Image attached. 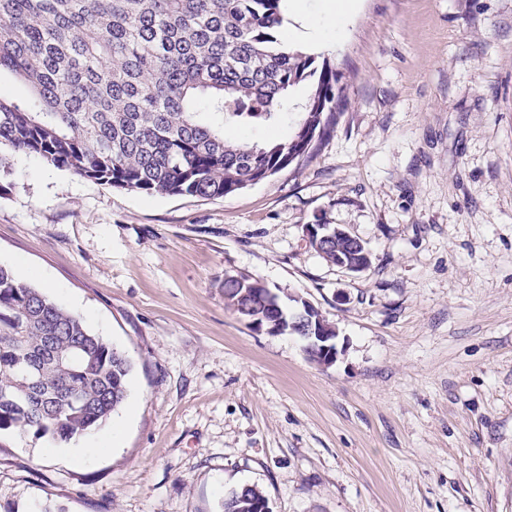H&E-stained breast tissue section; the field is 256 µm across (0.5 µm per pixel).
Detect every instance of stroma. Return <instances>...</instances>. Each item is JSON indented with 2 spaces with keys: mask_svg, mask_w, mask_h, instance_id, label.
<instances>
[{
  "mask_svg": "<svg viewBox=\"0 0 512 512\" xmlns=\"http://www.w3.org/2000/svg\"><path fill=\"white\" fill-rule=\"evenodd\" d=\"M314 55L342 74L333 128L233 195L9 156L0 265L133 369L111 447L0 441V512H223L246 484L271 512H512V0H354ZM237 275L328 317L335 363L240 319ZM306 236L310 245L319 253H322L323 250L329 248L330 241L332 240L334 235H344L350 240L355 242H360L359 239L351 237L347 231H345L339 225L333 224H308L305 225ZM323 258H325L328 262L344 269L350 273H360L368 269L362 261L358 264H346L343 260L336 255V241L333 243L328 250L324 252Z\"/></svg>",
  "mask_w": 512,
  "mask_h": 512,
  "instance_id": "1",
  "label": "stroma"
}]
</instances>
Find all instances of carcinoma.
Masks as SVG:
<instances>
[{
	"label": "carcinoma",
	"instance_id": "carcinoma-1",
	"mask_svg": "<svg viewBox=\"0 0 512 512\" xmlns=\"http://www.w3.org/2000/svg\"><path fill=\"white\" fill-rule=\"evenodd\" d=\"M285 0H0V73L27 88L0 96V147L99 184L148 195L224 197L309 155L336 110V70L285 43ZM308 87L292 103L293 91ZM291 136L231 139L230 123H275ZM224 280L228 305L257 329L288 308ZM83 346L78 362L50 364ZM132 364L45 292L0 265V437L61 443L100 426L127 397ZM26 372L39 381L28 388ZM246 485L224 512H263Z\"/></svg>",
	"mask_w": 512,
	"mask_h": 512
}]
</instances>
